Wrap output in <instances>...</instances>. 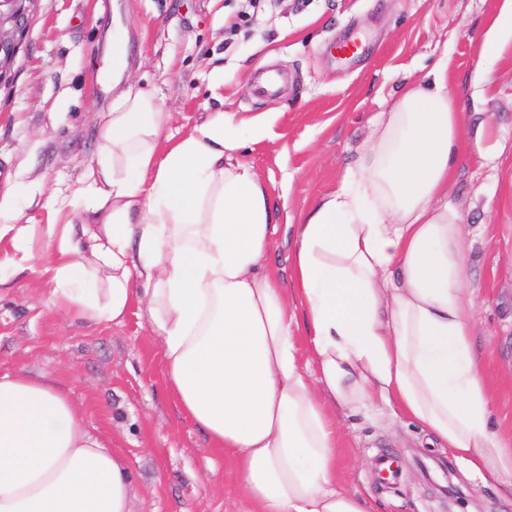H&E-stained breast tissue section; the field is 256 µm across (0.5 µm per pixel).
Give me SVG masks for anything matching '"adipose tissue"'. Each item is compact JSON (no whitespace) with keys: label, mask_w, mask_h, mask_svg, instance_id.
I'll return each instance as SVG.
<instances>
[{"label":"adipose tissue","mask_w":512,"mask_h":512,"mask_svg":"<svg viewBox=\"0 0 512 512\" xmlns=\"http://www.w3.org/2000/svg\"><path fill=\"white\" fill-rule=\"evenodd\" d=\"M460 122L446 69L407 86L344 185L299 217L289 289L264 262L279 210L236 156L265 137V118L215 112L167 142L141 90L120 94L100 127L80 220L53 196L45 224L0 202V241L17 243V271L40 241L41 275L84 321L119 322L146 304L170 393L223 451L253 512H377L336 466L337 411L374 405L512 494V442L491 423L471 259L448 201ZM131 484L125 459L52 378L0 375V512H130Z\"/></svg>","instance_id":"obj_1"}]
</instances>
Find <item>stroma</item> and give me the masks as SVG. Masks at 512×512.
<instances>
[{
  "label": "stroma",
  "mask_w": 512,
  "mask_h": 512,
  "mask_svg": "<svg viewBox=\"0 0 512 512\" xmlns=\"http://www.w3.org/2000/svg\"><path fill=\"white\" fill-rule=\"evenodd\" d=\"M16 63L0 81V197L21 223L44 224L48 194L73 200L99 149L102 112L116 97L104 48L127 41L122 87L150 91L181 138L209 113L270 131L243 150L273 201L298 215L336 192L400 92L446 66L460 91L462 159L448 185L472 257L473 342L498 398L493 424L512 440V39L477 76L485 33L503 0H44ZM354 40L341 57L338 42ZM281 76L258 95V69ZM0 241V373H52L86 430L121 451L134 472L131 512H250L224 455L178 408L164 380L161 343L145 306L119 323L92 324L50 301L38 270L13 272ZM336 453L347 488L380 512H512V497L409 418L337 414ZM401 462L381 485L382 457ZM463 491L448 500L444 482Z\"/></svg>",
  "instance_id": "stroma-1"
}]
</instances>
